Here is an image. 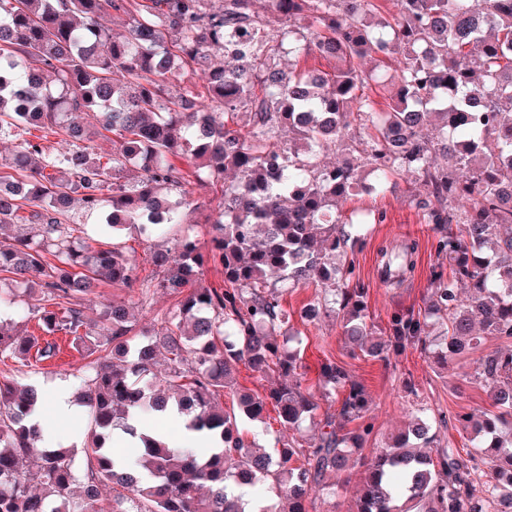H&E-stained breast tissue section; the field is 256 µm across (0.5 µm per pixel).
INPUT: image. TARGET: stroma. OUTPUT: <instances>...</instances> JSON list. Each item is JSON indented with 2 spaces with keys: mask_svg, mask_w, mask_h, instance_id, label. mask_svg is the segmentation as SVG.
<instances>
[{
  "mask_svg": "<svg viewBox=\"0 0 512 512\" xmlns=\"http://www.w3.org/2000/svg\"><path fill=\"white\" fill-rule=\"evenodd\" d=\"M410 176H400L394 187L381 195H361L348 201V208H368L385 213L384 223L371 225L363 248L352 254L356 273L369 290V310L377 328H384L392 312L398 309H419L427 296L429 272L437 257L432 248L435 232L431 225L422 223L418 209L410 201ZM419 242V253L414 276L399 288H390L380 282L377 275V248L387 242L401 244L406 239ZM314 288H298L284 294L283 307L290 315V323L303 338L304 352L299 369L303 389L318 392L323 364L333 360L345 367L365 385L371 405L368 412L374 424L373 443L380 444L391 434L413 419L419 408L425 407L438 423L441 441H452L457 448H465V433L459 432L455 417L462 412L489 409L488 393L474 376L477 360L489 351L500 347V340L487 336L481 345L468 354L458 357L448 369H441L415 349L392 356L390 364H383L363 357L351 356L341 341L340 329L331 316L322 317L318 323L305 324L299 317L301 308L315 300ZM129 301L136 326L142 327L156 316L173 308L176 299L159 291L148 296L139 292L101 284L95 295L84 302L85 313L99 317L111 301ZM86 359L83 353L70 345H63L59 355L50 361L38 362L27 367L17 360L0 355V380L21 384L41 385L47 381L64 378L79 383L84 375Z\"/></svg>",
  "mask_w": 512,
  "mask_h": 512,
  "instance_id": "stroma-1",
  "label": "stroma"
}]
</instances>
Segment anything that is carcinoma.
<instances>
[{
  "instance_id": "cac0c4a2",
  "label": "carcinoma",
  "mask_w": 512,
  "mask_h": 512,
  "mask_svg": "<svg viewBox=\"0 0 512 512\" xmlns=\"http://www.w3.org/2000/svg\"><path fill=\"white\" fill-rule=\"evenodd\" d=\"M266 2L261 15L253 0H0V134L22 136L0 159V224L22 227L0 240V273L17 283L0 291V309L28 314L20 294L39 295L45 333L19 338L0 320V354L52 359L60 333L90 357L81 448L39 445L38 390L0 380V512H104L107 485L112 512H307L313 491L335 495L328 477L358 464L348 512H512V349L477 361L492 409L456 415L471 450L440 446L426 416L359 462L374 431L367 389L331 360L321 397L302 389V338L281 335L290 319L280 299L320 288L334 307L310 302L302 322L331 311L351 351L384 363L430 346L448 367L481 343L475 315L486 335L512 339V206L500 193L512 180V0H397L395 13L381 0ZM112 11L131 17L127 31L101 26ZM316 55L335 60L333 70L298 66ZM185 70L203 85L174 95ZM372 84L391 87L389 103L377 106ZM104 131L117 151L94 147ZM354 132L367 143L359 156ZM50 135L70 138V151L50 152ZM332 148L345 157L328 167ZM403 172L448 265L432 268L424 309L393 313L376 339L368 288L336 261L364 245L346 230L344 206ZM218 185V208L196 216L195 188ZM77 207L99 215L112 246L77 234ZM178 224L208 225L207 251L189 232L173 237L153 251L156 276L138 280L115 240L133 228L150 241ZM416 248L379 249L385 283L404 282ZM209 265L224 286L203 284ZM99 282L177 302L136 333L121 304L98 321L84 313ZM241 363L278 382L262 397L239 392ZM226 391L232 412L220 402ZM332 397L340 408L321 412ZM268 403L291 433L273 454L243 428L263 422ZM168 411L220 447H171L154 430ZM118 427L133 440L119 460ZM270 480L288 510L266 499Z\"/></svg>"
}]
</instances>
